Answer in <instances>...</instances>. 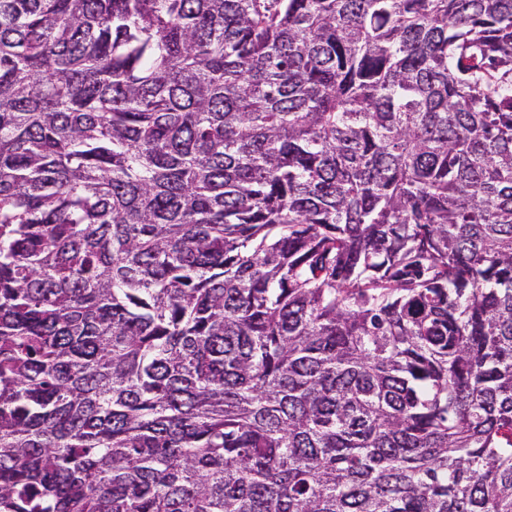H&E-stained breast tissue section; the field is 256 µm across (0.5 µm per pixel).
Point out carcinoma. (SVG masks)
Returning a JSON list of instances; mask_svg holds the SVG:
<instances>
[{
	"label": "carcinoma",
	"instance_id": "cac0c4a2",
	"mask_svg": "<svg viewBox=\"0 0 512 512\" xmlns=\"http://www.w3.org/2000/svg\"><path fill=\"white\" fill-rule=\"evenodd\" d=\"M0 512H512V0H0Z\"/></svg>",
	"mask_w": 512,
	"mask_h": 512
}]
</instances>
